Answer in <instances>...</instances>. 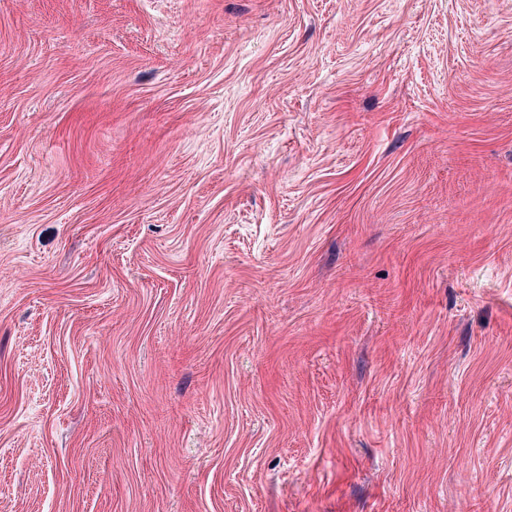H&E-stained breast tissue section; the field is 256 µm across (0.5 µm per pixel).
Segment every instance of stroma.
I'll return each instance as SVG.
<instances>
[{
	"label": "stroma",
	"mask_w": 512,
	"mask_h": 512,
	"mask_svg": "<svg viewBox=\"0 0 512 512\" xmlns=\"http://www.w3.org/2000/svg\"><path fill=\"white\" fill-rule=\"evenodd\" d=\"M0 512H512V0H0Z\"/></svg>",
	"instance_id": "1"
}]
</instances>
